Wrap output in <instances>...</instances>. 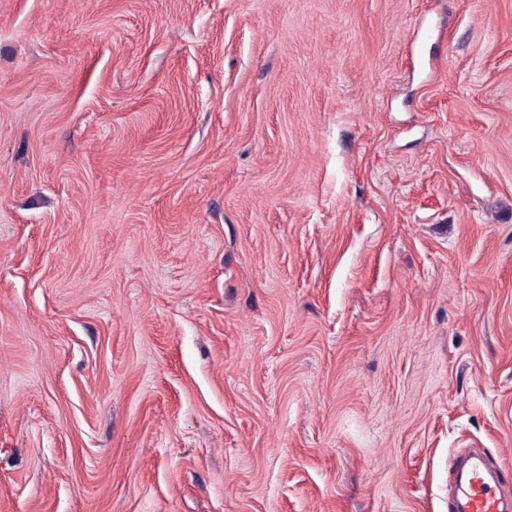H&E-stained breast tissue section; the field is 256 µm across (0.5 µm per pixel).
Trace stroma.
<instances>
[{"mask_svg":"<svg viewBox=\"0 0 512 512\" xmlns=\"http://www.w3.org/2000/svg\"><path fill=\"white\" fill-rule=\"evenodd\" d=\"M512 465V0H0V512H448ZM510 469L479 450L457 452L448 466V512H511Z\"/></svg>","mask_w":512,"mask_h":512,"instance_id":"obj_1","label":"stroma"}]
</instances>
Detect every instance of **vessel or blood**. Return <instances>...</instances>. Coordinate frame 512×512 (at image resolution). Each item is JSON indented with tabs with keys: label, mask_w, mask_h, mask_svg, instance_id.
Wrapping results in <instances>:
<instances>
[{
	"label": "vessel or blood",
	"mask_w": 512,
	"mask_h": 512,
	"mask_svg": "<svg viewBox=\"0 0 512 512\" xmlns=\"http://www.w3.org/2000/svg\"><path fill=\"white\" fill-rule=\"evenodd\" d=\"M512 469L478 450L456 453L448 466V512H512L505 480Z\"/></svg>",
	"instance_id": "vessel-or-blood-1"
}]
</instances>
